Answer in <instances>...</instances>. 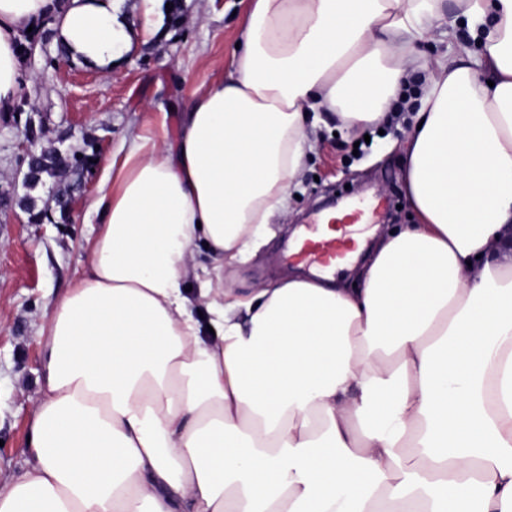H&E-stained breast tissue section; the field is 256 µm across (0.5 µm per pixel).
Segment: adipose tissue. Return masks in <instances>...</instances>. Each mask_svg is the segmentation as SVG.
<instances>
[{
  "label": "adipose tissue",
  "instance_id": "1",
  "mask_svg": "<svg viewBox=\"0 0 512 512\" xmlns=\"http://www.w3.org/2000/svg\"><path fill=\"white\" fill-rule=\"evenodd\" d=\"M456 7L248 0L239 54L176 139L133 140L103 169L88 269L40 329L29 467L0 512H512V0ZM50 15L106 73L137 34L115 0H0V117L27 84L20 37ZM446 25L469 40L429 67L404 149L416 223L355 287H225L288 208L309 113L352 134L387 120ZM203 246L213 264L193 263Z\"/></svg>",
  "mask_w": 512,
  "mask_h": 512
}]
</instances>
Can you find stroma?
<instances>
[{
	"mask_svg": "<svg viewBox=\"0 0 512 512\" xmlns=\"http://www.w3.org/2000/svg\"><path fill=\"white\" fill-rule=\"evenodd\" d=\"M243 0H181L178 20H164L165 37L140 34L111 73L57 53L56 41L24 60L33 77L19 102L24 113L0 121V191L20 185L26 110L41 120V145L73 132L97 163L83 174L67 219L33 223L19 207L0 209V484L28 468L33 403L44 382L40 329L57 302L86 271V242L98 224L92 208L101 171L122 161L136 136L175 138L192 93L227 70L244 20ZM410 122L368 128V142L341 130L335 119L310 133L303 174L290 189L286 213L275 216L252 252L224 269V285L247 292L271 285L293 266L279 249L293 230L318 223L320 206L338 193L375 199L367 227L386 232L410 224L404 205V143Z\"/></svg>",
	"mask_w": 512,
	"mask_h": 512,
	"instance_id": "35a3bbf8",
	"label": "stroma"
}]
</instances>
